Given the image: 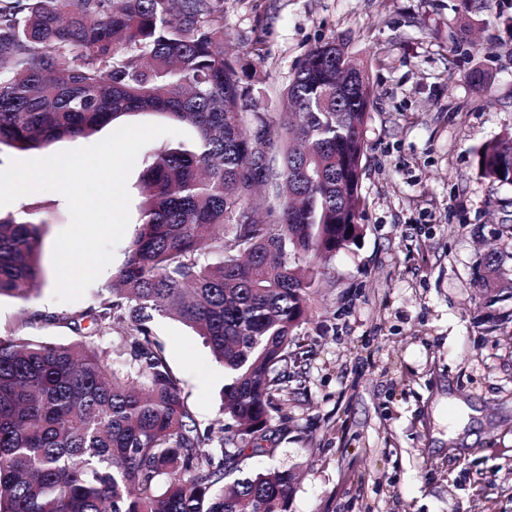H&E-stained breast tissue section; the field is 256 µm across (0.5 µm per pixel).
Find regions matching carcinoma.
<instances>
[{"label": "carcinoma", "instance_id": "1", "mask_svg": "<svg viewBox=\"0 0 512 512\" xmlns=\"http://www.w3.org/2000/svg\"><path fill=\"white\" fill-rule=\"evenodd\" d=\"M460 2L465 18L492 9ZM255 76L224 54V0H0V151H42L135 114L194 132L148 154L112 285L55 317L78 338L0 332V512H288L293 472L247 460L274 453L262 442L308 354L316 261L362 238L372 86L342 39L307 53L279 112L253 101ZM260 145L281 154L273 175ZM476 166L512 185V132L479 148ZM45 223L0 216V297L29 301L42 283ZM480 280L489 302L512 300L498 254ZM156 315L192 328L224 368L217 422L196 420Z\"/></svg>", "mask_w": 512, "mask_h": 512}]
</instances>
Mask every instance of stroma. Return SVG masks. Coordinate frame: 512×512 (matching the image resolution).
<instances>
[{
  "label": "stroma",
  "mask_w": 512,
  "mask_h": 512,
  "mask_svg": "<svg viewBox=\"0 0 512 512\" xmlns=\"http://www.w3.org/2000/svg\"><path fill=\"white\" fill-rule=\"evenodd\" d=\"M458 0H224V47L255 63L258 100L275 112L306 53L342 38L367 63L360 243L328 262L306 330L299 380L273 455L252 468L293 470L288 512H512V318L488 303L477 269L489 253L512 270V186L480 178L476 150L512 131V0L459 27ZM489 89L468 81L473 66ZM46 218L45 283L29 302L0 298V329L23 311L32 339L69 343L61 313L88 308L126 259L72 302L54 296L57 235L70 223L52 191L20 197ZM153 330L201 425L219 416L224 371L181 323ZM469 411L448 434L449 398Z\"/></svg>",
  "instance_id": "35a3bbf8"
}]
</instances>
